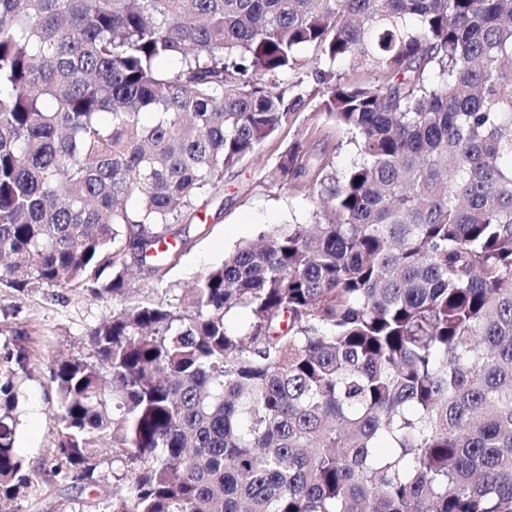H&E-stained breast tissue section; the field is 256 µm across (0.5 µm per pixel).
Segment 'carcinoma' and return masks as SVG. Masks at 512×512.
Listing matches in <instances>:
<instances>
[{
  "instance_id": "carcinoma-1",
  "label": "carcinoma",
  "mask_w": 512,
  "mask_h": 512,
  "mask_svg": "<svg viewBox=\"0 0 512 512\" xmlns=\"http://www.w3.org/2000/svg\"><path fill=\"white\" fill-rule=\"evenodd\" d=\"M311 107L357 154H280L313 221L127 300ZM66 286L123 302L50 368L58 458L133 465L102 512H512V0H0V288Z\"/></svg>"
}]
</instances>
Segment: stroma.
<instances>
[{
	"mask_svg": "<svg viewBox=\"0 0 512 512\" xmlns=\"http://www.w3.org/2000/svg\"><path fill=\"white\" fill-rule=\"evenodd\" d=\"M302 140L313 158L334 157L337 168L354 160L352 148H339L341 135L305 111L277 137L262 146L256 160L225 173L217 191L201 198L205 221H194L190 238L178 253L163 282L147 279L130 268L129 297L151 302L173 298L189 288L210 266L221 263L237 244L258 239L273 226L312 217L314 203L305 193L272 183L269 172L282 149ZM111 295L95 297L83 288H37L24 293L0 290V354L26 346L29 372L20 379L16 447L24 459L28 482L0 512H101L112 495L110 449L98 455L99 484L84 486L57 457L54 386L49 378L53 361L89 349L88 331L104 317L119 311Z\"/></svg>",
	"mask_w": 512,
	"mask_h": 512,
	"instance_id": "obj_1",
	"label": "stroma"
}]
</instances>
